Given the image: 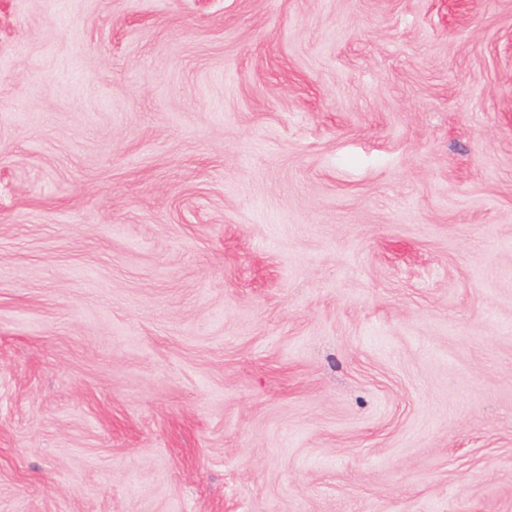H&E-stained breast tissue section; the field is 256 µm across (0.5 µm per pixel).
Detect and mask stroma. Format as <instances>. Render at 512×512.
<instances>
[{"instance_id":"obj_1","label":"stroma","mask_w":512,"mask_h":512,"mask_svg":"<svg viewBox=\"0 0 512 512\" xmlns=\"http://www.w3.org/2000/svg\"><path fill=\"white\" fill-rule=\"evenodd\" d=\"M0 512H512V0H0Z\"/></svg>"}]
</instances>
